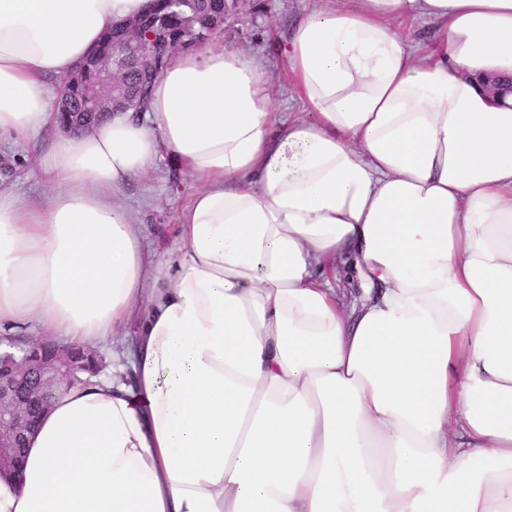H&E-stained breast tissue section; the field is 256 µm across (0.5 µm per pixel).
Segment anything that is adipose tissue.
<instances>
[{
  "label": "adipose tissue",
  "mask_w": 512,
  "mask_h": 512,
  "mask_svg": "<svg viewBox=\"0 0 512 512\" xmlns=\"http://www.w3.org/2000/svg\"><path fill=\"white\" fill-rule=\"evenodd\" d=\"M149 0H0V334L90 349L0 512H512V0H317L278 121L244 50L177 51L144 111L57 125L69 74ZM427 18L432 45L397 20ZM193 183L175 245L126 186ZM33 146L0 141V188L12 191L23 202L41 199L47 194L42 175L34 165Z\"/></svg>",
  "instance_id": "1"
}]
</instances>
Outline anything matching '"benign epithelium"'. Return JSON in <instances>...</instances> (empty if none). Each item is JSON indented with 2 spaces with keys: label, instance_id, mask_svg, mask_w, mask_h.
I'll return each instance as SVG.
<instances>
[{
  "label": "benign epithelium",
  "instance_id": "benign-epithelium-1",
  "mask_svg": "<svg viewBox=\"0 0 512 512\" xmlns=\"http://www.w3.org/2000/svg\"><path fill=\"white\" fill-rule=\"evenodd\" d=\"M195 0H168L170 12L185 23L193 18ZM145 16H136L120 26L125 38L112 42V47L93 54L80 63L78 72L90 67L96 70L95 83L85 91V98L100 110L128 107L141 103L138 74L144 58L136 34L144 26ZM69 99L60 97L57 111L65 113L64 128L90 129L95 123L85 112L67 111ZM98 370L94 353L48 348L38 342L12 354H0V476H21V458L28 435L51 405L53 391L71 377Z\"/></svg>",
  "mask_w": 512,
  "mask_h": 512
}]
</instances>
